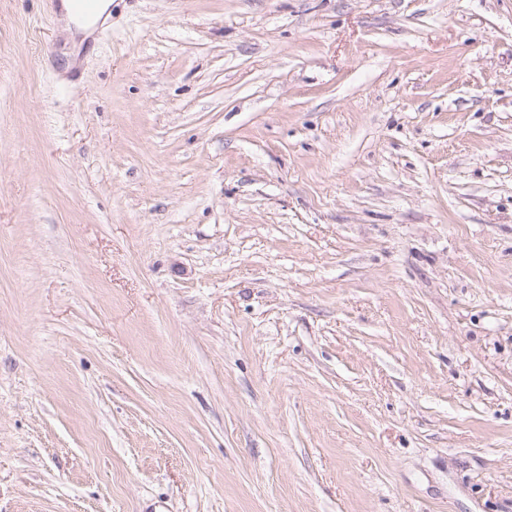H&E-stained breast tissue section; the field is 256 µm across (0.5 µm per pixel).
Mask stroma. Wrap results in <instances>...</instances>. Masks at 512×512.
I'll return each instance as SVG.
<instances>
[{
	"label": "stroma",
	"instance_id": "stroma-1",
	"mask_svg": "<svg viewBox=\"0 0 512 512\" xmlns=\"http://www.w3.org/2000/svg\"><path fill=\"white\" fill-rule=\"evenodd\" d=\"M0 0V512H512V0ZM75 3V9L70 0H63L60 4V15L63 22L62 31L73 47L81 45L86 37L91 34L93 21L100 19L104 15V21L110 17V1L100 0L96 15L90 19H79L75 12L80 16H93L98 0H72ZM75 10V11H74ZM79 39V41H78Z\"/></svg>",
	"mask_w": 512,
	"mask_h": 512
}]
</instances>
